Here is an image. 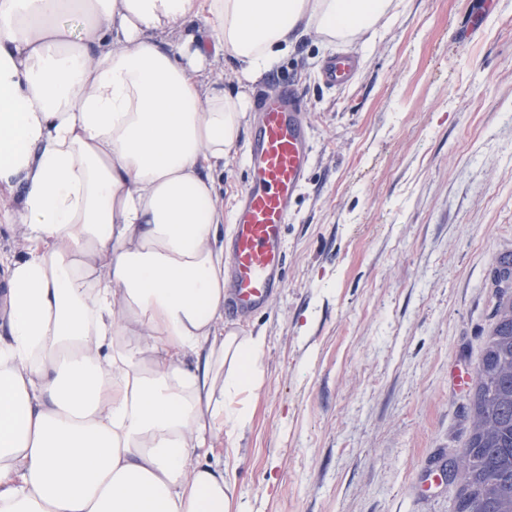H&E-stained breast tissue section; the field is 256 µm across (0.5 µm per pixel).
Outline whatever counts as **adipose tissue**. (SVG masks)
Returning a JSON list of instances; mask_svg holds the SVG:
<instances>
[{
  "label": "adipose tissue",
  "instance_id": "1",
  "mask_svg": "<svg viewBox=\"0 0 512 512\" xmlns=\"http://www.w3.org/2000/svg\"><path fill=\"white\" fill-rule=\"evenodd\" d=\"M393 0H0V512H235L218 437L264 336L224 324L215 174L256 81ZM203 23L208 39L195 33Z\"/></svg>",
  "mask_w": 512,
  "mask_h": 512
}]
</instances>
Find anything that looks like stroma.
<instances>
[{"mask_svg":"<svg viewBox=\"0 0 512 512\" xmlns=\"http://www.w3.org/2000/svg\"><path fill=\"white\" fill-rule=\"evenodd\" d=\"M483 12L478 31L473 13ZM351 48L304 35L250 92L295 84L313 159L285 226V279L241 328L263 333L255 413L230 471L243 512H455L426 476L470 434L474 374L512 253V0H393ZM242 133L219 179L232 215ZM357 68V58L354 54L336 53V56L325 63L322 80L330 88L342 89L352 83Z\"/></svg>","mask_w":512,"mask_h":512,"instance_id":"1","label":"stroma"}]
</instances>
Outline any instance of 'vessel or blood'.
<instances>
[{
    "label": "vessel or blood",
    "mask_w": 512,
    "mask_h": 512,
    "mask_svg": "<svg viewBox=\"0 0 512 512\" xmlns=\"http://www.w3.org/2000/svg\"><path fill=\"white\" fill-rule=\"evenodd\" d=\"M357 58L339 53L322 71L325 85L341 89L355 78ZM313 157L304 102L297 88H277L261 101L258 127L247 152L250 176L236 203L233 238L225 250V315L246 320L281 288L286 263L284 228Z\"/></svg>",
    "instance_id": "obj_1"
}]
</instances>
